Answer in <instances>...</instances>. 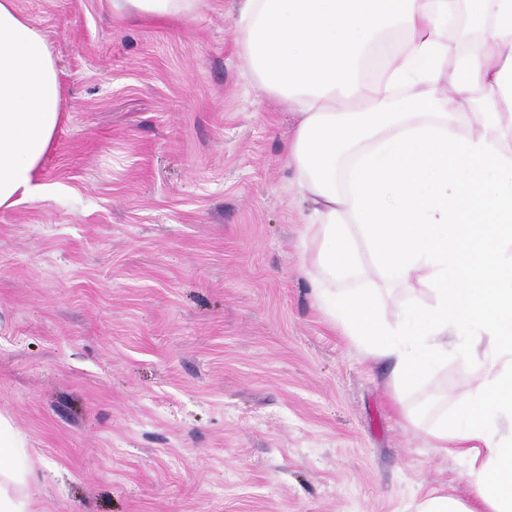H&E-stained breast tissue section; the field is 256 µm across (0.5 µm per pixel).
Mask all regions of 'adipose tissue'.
Listing matches in <instances>:
<instances>
[{
    "label": "adipose tissue",
    "mask_w": 512,
    "mask_h": 512,
    "mask_svg": "<svg viewBox=\"0 0 512 512\" xmlns=\"http://www.w3.org/2000/svg\"><path fill=\"white\" fill-rule=\"evenodd\" d=\"M489 32L457 58L455 111L438 99L459 10ZM243 54L298 123L286 162L313 210L309 275L325 314L391 362L394 393L448 360L481 382L430 434L467 464L471 496L427 494L418 512H512V0H242ZM45 36L0 0V209L42 194L35 176L62 121ZM370 256L393 284L427 271L434 304L389 322ZM25 442L0 416V512H27Z\"/></svg>",
    "instance_id": "ef3b65f1"
}]
</instances>
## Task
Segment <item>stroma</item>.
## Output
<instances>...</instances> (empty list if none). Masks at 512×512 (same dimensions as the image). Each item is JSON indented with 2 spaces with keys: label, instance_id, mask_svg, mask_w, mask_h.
I'll list each match as a JSON object with an SVG mask.
<instances>
[{
  "label": "stroma",
  "instance_id": "stroma-1",
  "mask_svg": "<svg viewBox=\"0 0 512 512\" xmlns=\"http://www.w3.org/2000/svg\"><path fill=\"white\" fill-rule=\"evenodd\" d=\"M61 71L65 119L0 209V414L26 440L31 512H415L467 498L428 436L475 368L395 401L391 367L322 311L296 129L242 56L240 0L180 19L112 0H16ZM393 320L432 306L425 275Z\"/></svg>",
  "mask_w": 512,
  "mask_h": 512
}]
</instances>
